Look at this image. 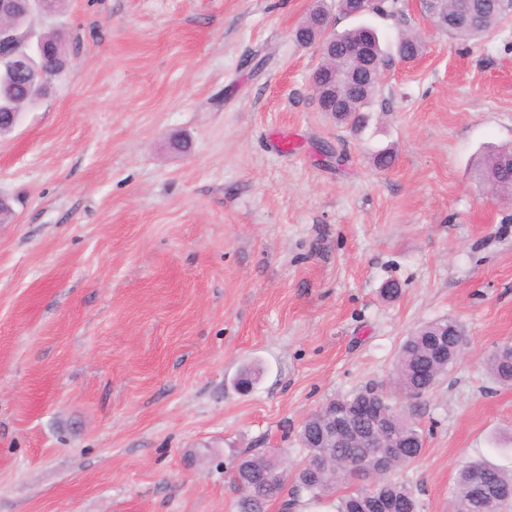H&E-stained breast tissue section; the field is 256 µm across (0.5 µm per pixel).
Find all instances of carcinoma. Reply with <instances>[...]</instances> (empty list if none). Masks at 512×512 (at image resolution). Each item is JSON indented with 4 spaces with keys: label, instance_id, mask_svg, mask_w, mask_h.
Wrapping results in <instances>:
<instances>
[{
    "label": "carcinoma",
    "instance_id": "1",
    "mask_svg": "<svg viewBox=\"0 0 512 512\" xmlns=\"http://www.w3.org/2000/svg\"><path fill=\"white\" fill-rule=\"evenodd\" d=\"M479 6V19L476 22L461 12L459 0H443L439 10L454 18L445 31L463 41H469L495 28L508 12L499 0H474ZM320 27L319 9H313L308 19L296 30L295 38L301 43L323 37ZM44 39L51 45L53 56L46 59H33V67L44 70L49 78L59 79L65 72L68 62V49L64 35L60 31H44ZM366 42L371 49L387 56L381 48L374 30L358 25L336 34V48L346 44ZM422 49L418 37L406 34L399 38L395 53L400 58L417 56ZM345 67L341 53L323 52L321 61L314 70L316 74L336 73L341 77ZM37 87L16 75V70L7 64H0V113L23 112L31 106V98ZM380 90L379 80L345 83L338 81L337 97L327 95L317 99L319 108L329 112L337 122L349 126L356 134L362 133L371 121V106ZM481 179L491 186L507 189L512 186V148L503 147L484 155L477 163ZM457 324L451 318H441L426 323L402 342L396 364L397 385L405 399L417 398L430 392L441 376L456 358L452 352L440 353L432 348L433 335L449 331V325ZM486 367L498 382L512 384V345L504 343L489 356ZM381 393L365 388L341 397L346 407L351 409L366 400L377 399ZM383 398V397H381ZM382 405L390 415L389 436L405 445L407 456L391 453L387 448H349L336 444L334 448H313L314 435L323 431V417L301 426L300 440L306 447V456L295 472L297 491L311 501L337 498L336 512H369L370 499L383 497L391 502V512H420V505L412 489L407 485L391 480L388 473L415 460L423 449V436L411 417L398 409L397 405L385 397ZM324 455L327 465L322 470L311 469L314 458ZM356 464L357 473H352L348 465ZM283 464L273 456L249 454L241 457L232 472L231 481L238 498L237 512H267L268 506L280 499L286 482L282 477ZM485 483L512 491V473L490 466L481 461H469L460 465L454 489V512H503L512 501V496L495 498L490 509H485L476 497L478 492L475 477ZM345 493L337 495L340 489Z\"/></svg>",
    "mask_w": 512,
    "mask_h": 512
}]
</instances>
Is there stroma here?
Returning a JSON list of instances; mask_svg holds the SVG:
<instances>
[{"label": "stroma", "instance_id": "35a3bbf8", "mask_svg": "<svg viewBox=\"0 0 512 512\" xmlns=\"http://www.w3.org/2000/svg\"><path fill=\"white\" fill-rule=\"evenodd\" d=\"M314 5L66 0L48 20L70 66L0 138V512H236L239 456L295 469L304 418L367 386L423 432L391 473L422 512H451L463 462L512 471V386L486 370L512 341V201L475 173L512 146V12L468 43L411 2L371 18L424 51L356 136L294 38ZM445 317L464 355L403 402L399 347Z\"/></svg>", "mask_w": 512, "mask_h": 512}]
</instances>
